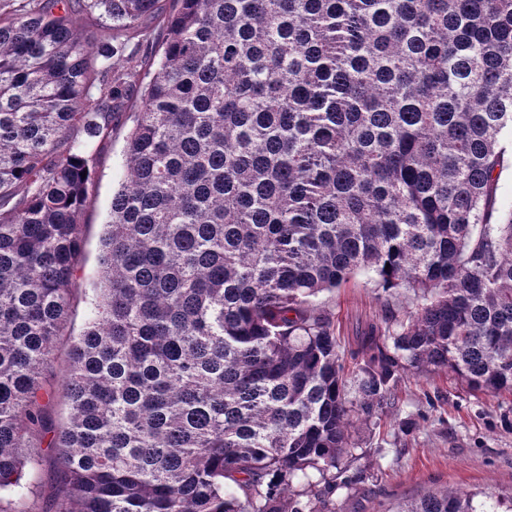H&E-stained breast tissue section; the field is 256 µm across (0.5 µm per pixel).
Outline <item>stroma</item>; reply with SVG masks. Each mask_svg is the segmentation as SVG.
<instances>
[{"mask_svg": "<svg viewBox=\"0 0 512 512\" xmlns=\"http://www.w3.org/2000/svg\"><path fill=\"white\" fill-rule=\"evenodd\" d=\"M138 100L122 111L112 138L99 151L95 183L81 215L85 240L67 330L80 335L87 323L88 294L100 268V237L112 191L125 173V136ZM317 303L331 312L342 351L354 349L356 333L371 323L386 325L415 312L407 289L375 288L359 275ZM394 415L355 421L352 471L360 483L329 494L327 512H393L436 489L512 493V394H475L444 371L406 370L394 390ZM411 421L409 432L393 420Z\"/></svg>", "mask_w": 512, "mask_h": 512, "instance_id": "35a3bbf8", "label": "stroma"}]
</instances>
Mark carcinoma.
<instances>
[{
    "instance_id": "cac0c4a2",
    "label": "carcinoma",
    "mask_w": 512,
    "mask_h": 512,
    "mask_svg": "<svg viewBox=\"0 0 512 512\" xmlns=\"http://www.w3.org/2000/svg\"><path fill=\"white\" fill-rule=\"evenodd\" d=\"M159 2L0 0V502L37 492L44 458L21 449L49 435L50 512H323L361 479L342 466L354 417L383 414L401 371L512 392V0ZM134 96L57 426L44 372L80 214ZM360 272L422 303L356 337L353 401L315 299ZM503 168L499 180L496 207L508 209L512 205V143L510 138L502 141Z\"/></svg>"
}]
</instances>
